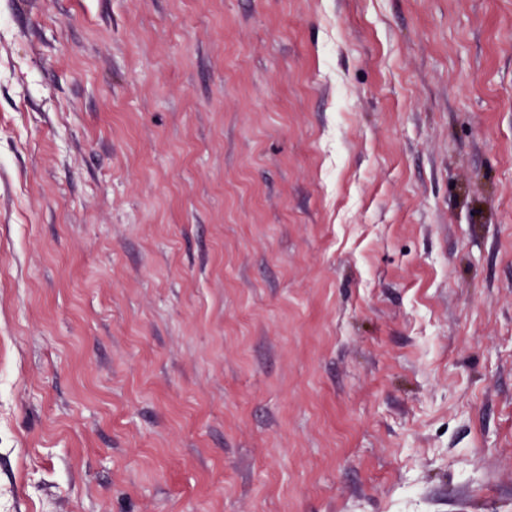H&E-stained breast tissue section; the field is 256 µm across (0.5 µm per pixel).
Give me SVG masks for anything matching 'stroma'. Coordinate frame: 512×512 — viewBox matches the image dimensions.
Instances as JSON below:
<instances>
[{"instance_id":"35a3bbf8","label":"stroma","mask_w":512,"mask_h":512,"mask_svg":"<svg viewBox=\"0 0 512 512\" xmlns=\"http://www.w3.org/2000/svg\"><path fill=\"white\" fill-rule=\"evenodd\" d=\"M0 512H512V0H0Z\"/></svg>"}]
</instances>
